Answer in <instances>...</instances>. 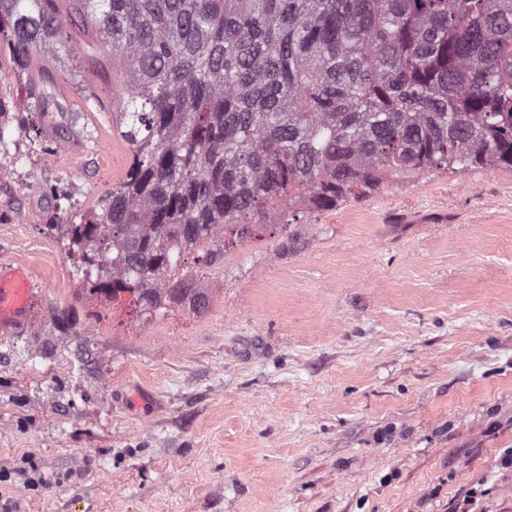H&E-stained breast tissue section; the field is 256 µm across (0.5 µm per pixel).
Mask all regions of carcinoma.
I'll use <instances>...</instances> for the list:
<instances>
[{"mask_svg":"<svg viewBox=\"0 0 512 512\" xmlns=\"http://www.w3.org/2000/svg\"><path fill=\"white\" fill-rule=\"evenodd\" d=\"M0 0V81L92 28L121 74L122 179L64 238L86 291L137 309L206 294L175 274L298 210L430 169L512 168V0ZM64 82L15 104L67 119Z\"/></svg>","mask_w":512,"mask_h":512,"instance_id":"1","label":"carcinoma"}]
</instances>
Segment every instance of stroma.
<instances>
[{
  "instance_id": "35a3bbf8",
  "label": "stroma",
  "mask_w": 512,
  "mask_h": 512,
  "mask_svg": "<svg viewBox=\"0 0 512 512\" xmlns=\"http://www.w3.org/2000/svg\"><path fill=\"white\" fill-rule=\"evenodd\" d=\"M100 109L60 150L0 134V512H512V168L433 169L299 212L201 313L86 298L62 225L130 160ZM38 486H31V478ZM31 282L26 270L0 271V330L26 320L30 314Z\"/></svg>"
}]
</instances>
